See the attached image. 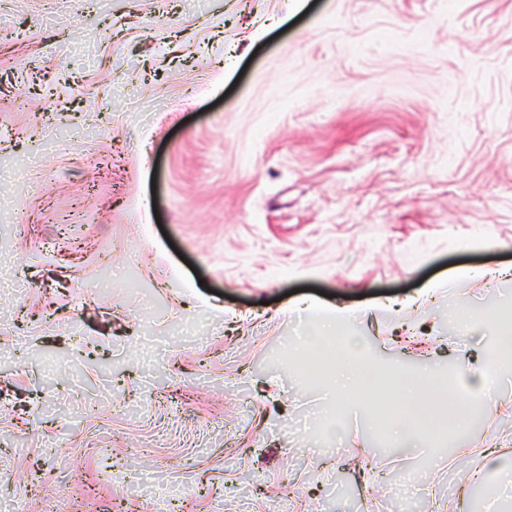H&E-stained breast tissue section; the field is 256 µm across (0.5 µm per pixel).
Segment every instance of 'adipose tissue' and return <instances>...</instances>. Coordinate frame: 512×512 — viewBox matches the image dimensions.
Masks as SVG:
<instances>
[{
    "label": "adipose tissue",
    "instance_id": "adipose-tissue-1",
    "mask_svg": "<svg viewBox=\"0 0 512 512\" xmlns=\"http://www.w3.org/2000/svg\"><path fill=\"white\" fill-rule=\"evenodd\" d=\"M294 312L307 314L310 322L298 339L299 355L302 359L313 358L322 345L334 338H342L344 345L336 356V361L328 374V385L337 397L358 401L369 394L371 387L365 381L368 369L363 345L358 337L347 335L349 325L359 318L357 312L343 306L328 309L318 308L308 300L294 304ZM467 309L460 305L456 295L448 297V313L466 333H473L475 327H482L496 338L497 356L495 359L464 357L458 366V374L467 378L473 385L469 396L449 395L448 412L445 423L448 427L461 430L468 426L469 418L481 396L491 392L499 373L512 371V341L504 337V322L497 314L467 318ZM428 374H421L413 381L405 383L398 395L397 406L400 420L396 425L397 438L409 442L414 430L419 429L423 416L420 393L430 383Z\"/></svg>",
    "mask_w": 512,
    "mask_h": 512
}]
</instances>
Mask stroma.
Returning <instances> with one entry per match:
<instances>
[{"instance_id":"35a3bbf8","label":"stroma","mask_w":512,"mask_h":512,"mask_svg":"<svg viewBox=\"0 0 512 512\" xmlns=\"http://www.w3.org/2000/svg\"><path fill=\"white\" fill-rule=\"evenodd\" d=\"M98 158L94 172L80 163ZM512 265V0H12L0 16V499L25 512H474L467 432L391 445L384 377L456 369ZM364 309L374 400L299 365ZM378 472L365 488L359 468ZM291 312L299 314H307L310 322L304 330L303 336L298 339V349L301 359L308 360L313 358L319 350V354H323L331 344L322 345L331 339H335L348 326L356 322L360 318V313L343 306L331 307L328 309H319L315 304L308 300H301L295 303L291 308Z\"/></svg>"}]
</instances>
